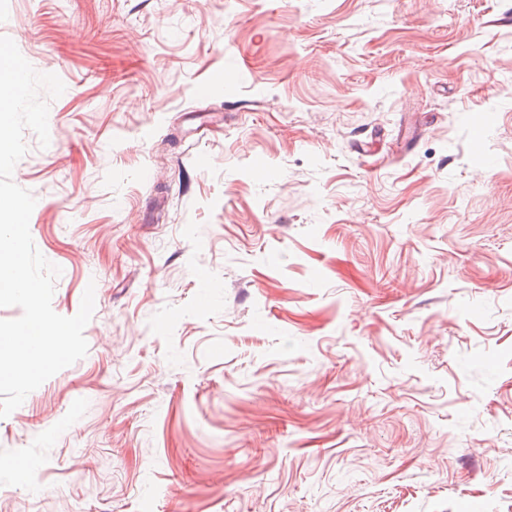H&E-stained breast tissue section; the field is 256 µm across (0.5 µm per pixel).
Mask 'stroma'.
Instances as JSON below:
<instances>
[{"label":"stroma","instance_id":"35a3bbf8","mask_svg":"<svg viewBox=\"0 0 512 512\" xmlns=\"http://www.w3.org/2000/svg\"><path fill=\"white\" fill-rule=\"evenodd\" d=\"M0 36L65 85L12 175L52 308L95 288L0 419V512H512V0H0Z\"/></svg>","mask_w":512,"mask_h":512}]
</instances>
